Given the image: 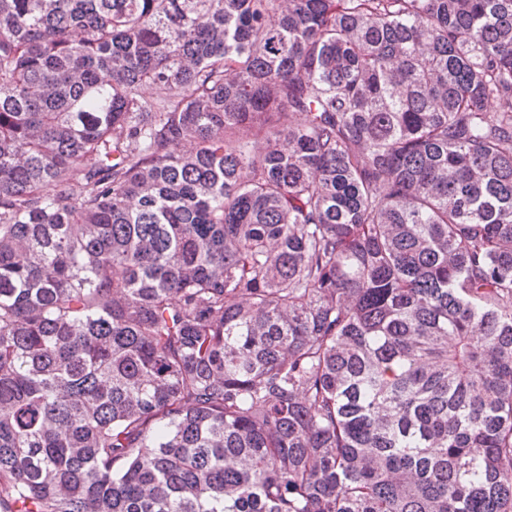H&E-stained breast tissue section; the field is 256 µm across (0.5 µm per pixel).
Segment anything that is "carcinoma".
Listing matches in <instances>:
<instances>
[{"mask_svg":"<svg viewBox=\"0 0 512 512\" xmlns=\"http://www.w3.org/2000/svg\"><path fill=\"white\" fill-rule=\"evenodd\" d=\"M0 512H512V0H0Z\"/></svg>","mask_w":512,"mask_h":512,"instance_id":"obj_1","label":"carcinoma"}]
</instances>
